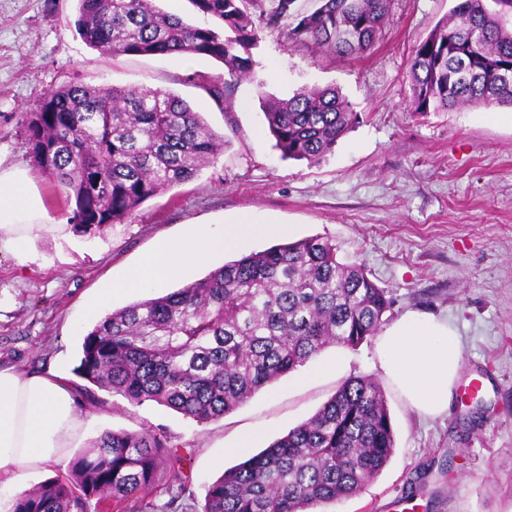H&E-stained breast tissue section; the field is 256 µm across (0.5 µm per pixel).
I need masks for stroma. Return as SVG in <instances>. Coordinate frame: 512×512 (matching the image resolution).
<instances>
[{"mask_svg":"<svg viewBox=\"0 0 512 512\" xmlns=\"http://www.w3.org/2000/svg\"><path fill=\"white\" fill-rule=\"evenodd\" d=\"M453 0H393L374 48L361 57L287 46L261 30L254 77L226 100L205 87L223 74L215 60L182 56L114 57L86 45L76 31L77 0H0V156L27 164L17 134L22 108L44 89L68 83L148 86L173 92L222 133L217 160L194 180L141 205L123 223L82 234L68 227L65 194L47 178L37 185L60 236H41L18 264L0 252V369L55 374L80 388L74 369L84 334L100 319L87 302L104 282L124 278L159 241L188 225L222 229L244 213L294 225V239L331 241L344 262L363 263L394 304L448 318L460 338V384L483 381L482 419L455 392L446 414L418 415L380 370L376 339L356 349L329 347L336 373L310 378L309 367L282 377L224 417L199 426L152 402L130 405L104 391L76 398L82 422L63 461L24 481L32 487L65 475L68 461L107 430L149 428L170 434L185 457L186 490L175 512H201L208 485L254 450L311 417L352 376L383 387L395 431L390 461L359 495L323 512H512V108L409 111L407 71L413 46L446 16ZM336 85L359 121L317 162L283 157L261 97H287L305 85ZM235 250L215 252L161 286L114 299L121 308L204 277Z\"/></svg>","mask_w":512,"mask_h":512,"instance_id":"1","label":"stroma"}]
</instances>
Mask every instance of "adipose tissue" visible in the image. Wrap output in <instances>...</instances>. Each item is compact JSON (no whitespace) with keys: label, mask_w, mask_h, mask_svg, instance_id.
<instances>
[{"label":"adipose tissue","mask_w":512,"mask_h":512,"mask_svg":"<svg viewBox=\"0 0 512 512\" xmlns=\"http://www.w3.org/2000/svg\"><path fill=\"white\" fill-rule=\"evenodd\" d=\"M27 168L0 162V249L18 263L30 257L39 235L61 232ZM266 225L241 215L214 236L207 225H192L174 241L159 242L124 280L96 293L100 308L114 294L132 288H155L217 248L236 249L267 233ZM381 369L412 408L425 417L445 414L461 370V345L447 319L413 312L380 335ZM80 426L73 394L57 376L23 377L0 369V484L18 486L44 464L60 460Z\"/></svg>","instance_id":"obj_1"}]
</instances>
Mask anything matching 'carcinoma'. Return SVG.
Masks as SVG:
<instances>
[{"label":"carcinoma","mask_w":512,"mask_h":512,"mask_svg":"<svg viewBox=\"0 0 512 512\" xmlns=\"http://www.w3.org/2000/svg\"><path fill=\"white\" fill-rule=\"evenodd\" d=\"M77 31L112 56H206L224 76L208 84L219 101L252 77L262 28L286 30L332 55L358 56L379 39L392 0H188L202 24L155 0H77ZM295 25L288 27V20ZM512 0H458L414 45L412 112L512 107ZM281 152L315 162L357 120L332 85L302 87L263 102ZM33 167L66 189L69 221L83 233L124 221L147 200L195 179L224 137L180 96L147 87L72 83L44 91L20 113ZM392 299L364 265L343 263L323 237L243 255L163 296L102 316L81 345L75 374L130 404L170 408L198 425L233 411L331 346L356 348L377 335ZM395 437L384 389L346 379L310 418L212 482L202 512H316L360 494L387 464ZM171 437L149 429L106 431L68 466L12 498L9 512H110L153 490L182 485Z\"/></svg>","instance_id":"carcinoma-1"}]
</instances>
